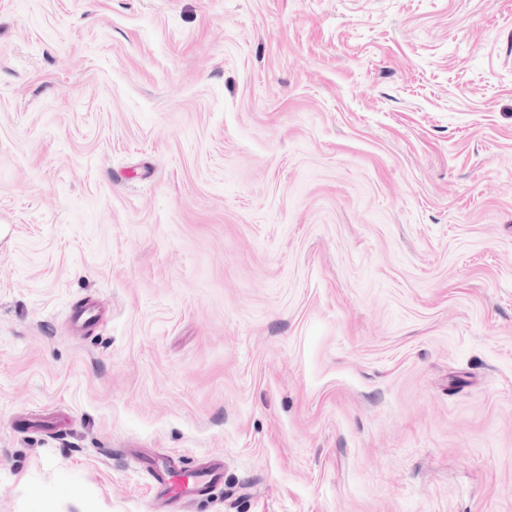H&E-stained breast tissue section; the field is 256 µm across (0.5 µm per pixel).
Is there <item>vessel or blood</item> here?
I'll return each mask as SVG.
<instances>
[{
	"mask_svg": "<svg viewBox=\"0 0 512 512\" xmlns=\"http://www.w3.org/2000/svg\"><path fill=\"white\" fill-rule=\"evenodd\" d=\"M148 466L158 512H186L192 503L217 485L224 469L218 460L184 469L176 466L173 460L154 458L149 460Z\"/></svg>",
	"mask_w": 512,
	"mask_h": 512,
	"instance_id": "obj_1",
	"label": "vessel or blood"
}]
</instances>
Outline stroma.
Returning a JSON list of instances; mask_svg holds the SVG:
<instances>
[{"label":"stroma","instance_id":"stroma-1","mask_svg":"<svg viewBox=\"0 0 512 512\" xmlns=\"http://www.w3.org/2000/svg\"><path fill=\"white\" fill-rule=\"evenodd\" d=\"M157 456L512 512V0H0V512Z\"/></svg>","mask_w":512,"mask_h":512}]
</instances>
